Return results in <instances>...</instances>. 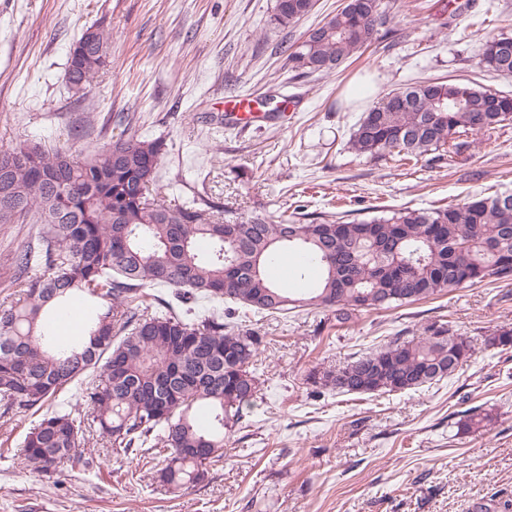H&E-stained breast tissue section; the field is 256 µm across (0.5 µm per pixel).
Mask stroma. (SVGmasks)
<instances>
[{
	"instance_id": "35a3bbf8",
	"label": "stroma",
	"mask_w": 512,
	"mask_h": 512,
	"mask_svg": "<svg viewBox=\"0 0 512 512\" xmlns=\"http://www.w3.org/2000/svg\"><path fill=\"white\" fill-rule=\"evenodd\" d=\"M276 0H0V149L77 148L85 113L109 134L132 115L164 138L171 198L207 190L239 220L333 213L370 218L477 194L512 193V122L470 134L459 156L397 161L351 149L368 108L426 79L467 78L512 95V76L481 63L486 34L512 35V0H383L389 34L329 75L301 77L289 46L336 14L315 0L281 27ZM91 26L107 30L112 64L84 99L65 82L69 49ZM255 97L264 120L226 118L224 102ZM263 339L260 392L205 479L180 490L156 470L97 445L80 461L38 473L17 447L34 422L0 415V512H499L512 500V347L485 339L512 329V281L492 279L428 301L352 311L247 314ZM473 338V356L448 378L397 393L339 394L314 382L358 354L431 325ZM490 415L460 432L462 412Z\"/></svg>"
}]
</instances>
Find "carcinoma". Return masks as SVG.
<instances>
[{
	"label": "carcinoma",
	"instance_id": "1",
	"mask_svg": "<svg viewBox=\"0 0 512 512\" xmlns=\"http://www.w3.org/2000/svg\"><path fill=\"white\" fill-rule=\"evenodd\" d=\"M311 0H276L272 21L288 26ZM382 0L327 18L319 35L289 47L300 75H328L380 39ZM109 33L96 28L89 50H69L66 74L86 94L111 57ZM484 66L512 74V37L482 45ZM512 120V97L469 79L416 81L364 113L351 138L361 154L400 161L458 153V139ZM121 135L81 153L19 144L0 149V224H37L14 250L0 310V406L41 413L20 445L25 465L43 472L78 455L96 433L112 448L164 457L160 481L172 489L204 479L224 454V434L245 418L259 391L251 366L261 344L231 324L239 310L286 314L297 307L387 309L472 286L512 280V193L494 192L428 209L400 208L350 222L322 216L307 224L255 214L224 223V206L197 192L172 204L161 196L166 143L142 137L124 116ZM281 249L322 275L299 297L272 280ZM98 302L75 345L50 334L49 318L74 295ZM235 305L224 308V303ZM473 353L471 340L443 326L419 340H395L322 374L339 393L419 389L449 376ZM78 389L79 402L44 406ZM89 413H83L81 406ZM489 420L468 410L458 429Z\"/></svg>",
	"mask_w": 512,
	"mask_h": 512
}]
</instances>
